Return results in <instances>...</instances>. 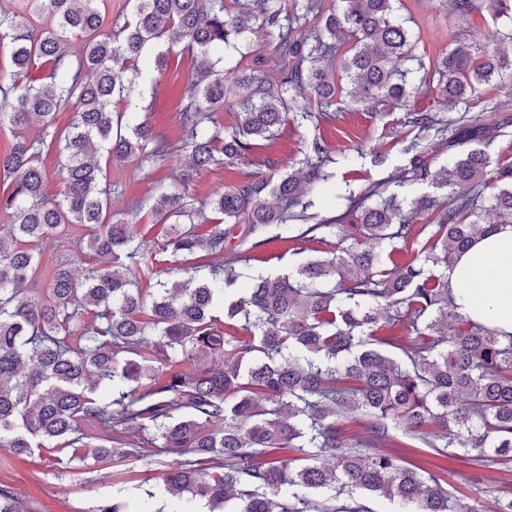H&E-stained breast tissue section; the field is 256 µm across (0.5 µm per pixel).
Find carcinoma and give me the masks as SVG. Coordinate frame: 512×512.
I'll use <instances>...</instances> for the list:
<instances>
[{
	"label": "carcinoma",
	"instance_id": "cac0c4a2",
	"mask_svg": "<svg viewBox=\"0 0 512 512\" xmlns=\"http://www.w3.org/2000/svg\"><path fill=\"white\" fill-rule=\"evenodd\" d=\"M232 2L229 10L224 0H127L122 25L108 32L106 0H28V18L0 11V46L9 43L15 68L0 84L9 107L0 126L14 131L0 155V216L9 221L0 234V447L44 450L59 465L88 454H164L176 462L164 491L204 500L210 512H369L364 497L400 512H478L394 451L392 431L445 458L454 448L477 467L512 462V334L460 312L448 288V269L465 252L512 226V161L476 147L486 134L479 116L445 112L492 83L511 99L504 56L459 37L421 64L414 86L405 66L416 41L396 15L403 0ZM437 2L458 16L475 8V0ZM487 2L493 18L512 23V0ZM256 21L265 42L220 66L231 38ZM166 40L197 62L180 100L191 155L183 183L245 163L290 113L332 120L327 108L347 99L381 117L402 113L394 137L407 180L443 194L415 198L405 213L374 187L345 215L290 224L328 179L329 150L315 136L301 181L252 174L197 208L179 189L161 191L157 222L170 225L163 252L195 263L153 294L135 287L130 262L158 253L133 223L138 206L127 219L112 214L107 173L114 162L159 167L171 152L138 113L115 112L112 101L130 106L143 95L141 58ZM420 93L434 106L416 108ZM230 97L239 123L226 134L217 112ZM69 106L75 121L57 127ZM31 121L45 136L20 132ZM54 146L63 191L51 198L41 157ZM431 152L453 160L436 169ZM487 203L496 224L479 223ZM194 215L206 230L181 227L179 218ZM241 225L248 234L279 226L274 241L319 243L334 232L338 241L293 275L238 288L237 258L224 254ZM65 243L104 264L82 277L57 265L43 288L28 287L45 250ZM203 267L210 276L196 277ZM134 427L142 437L129 443ZM0 512H22L5 486Z\"/></svg>",
	"mask_w": 512,
	"mask_h": 512
}]
</instances>
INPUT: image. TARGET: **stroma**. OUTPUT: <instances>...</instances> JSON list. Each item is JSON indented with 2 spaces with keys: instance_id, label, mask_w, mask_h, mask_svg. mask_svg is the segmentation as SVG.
<instances>
[{
  "instance_id": "obj_1",
  "label": "stroma",
  "mask_w": 512,
  "mask_h": 512,
  "mask_svg": "<svg viewBox=\"0 0 512 512\" xmlns=\"http://www.w3.org/2000/svg\"><path fill=\"white\" fill-rule=\"evenodd\" d=\"M405 16L418 39L416 54L424 60L434 56L438 44L449 43L458 36L468 37L482 46H496L503 29L501 21L493 19L488 11L485 0H476L475 9L466 16L436 9L429 0H417ZM194 73L193 61L176 50L170 52L164 74H157L150 67L143 68L140 115L148 119L156 133L166 137L173 155L169 162L150 173L136 171L131 162L115 163L111 169L113 211H126L132 202H139L136 221L148 245L156 251L162 249L168 227L157 223L153 208L160 186L175 185L187 161L177 99L180 89ZM330 111L334 119L329 123L288 122L275 138L258 143L249 163L200 171L189 186L190 195L198 201L206 200L215 191L232 187L269 166L278 173L303 171L305 145L316 135L326 140L337 161L335 177L311 196L312 212L316 216L341 214L350 196L361 194L376 183L387 184L389 193L401 199L427 193L424 185L394 184L404 158L400 145L384 135L383 119L366 108L341 102L332 105ZM373 149L386 153L384 163L375 164L367 159V151ZM232 243L246 256L245 261L236 263L237 272L251 278L295 270L317 248L316 243L301 240L275 241L257 248L252 237L244 235L233 238ZM397 440L403 444L402 454L408 461L430 471L443 467L449 491L478 500L484 512H494L495 503L471 484L472 474H480L484 486L512 489L511 466L479 470L452 456H435L427 448L407 447L405 435H398ZM172 465V459L163 455L130 457L112 463H101L90 456L75 460L69 469L61 470L51 458L18 456L10 449L0 448V486H8L27 512H87L102 493L121 497L135 510L149 495L159 492L160 476Z\"/></svg>"
}]
</instances>
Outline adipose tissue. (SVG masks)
Here are the masks:
<instances>
[{"mask_svg":"<svg viewBox=\"0 0 512 512\" xmlns=\"http://www.w3.org/2000/svg\"><path fill=\"white\" fill-rule=\"evenodd\" d=\"M448 284L462 313L512 333V226L466 254Z\"/></svg>","mask_w":512,"mask_h":512,"instance_id":"ef3b65f1","label":"adipose tissue"}]
</instances>
